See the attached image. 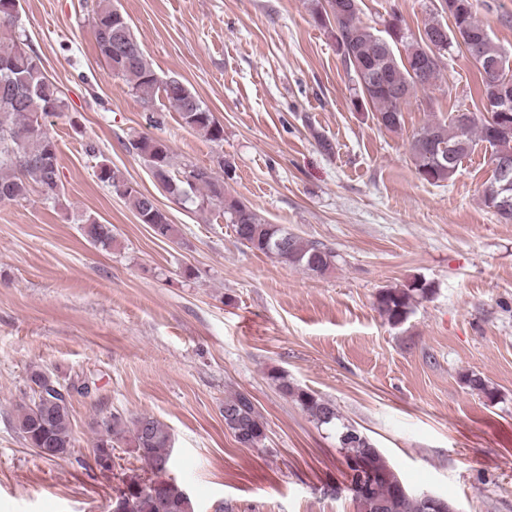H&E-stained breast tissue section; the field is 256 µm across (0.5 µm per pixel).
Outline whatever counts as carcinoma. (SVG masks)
I'll return each instance as SVG.
<instances>
[{
	"label": "carcinoma",
	"instance_id": "obj_1",
	"mask_svg": "<svg viewBox=\"0 0 512 512\" xmlns=\"http://www.w3.org/2000/svg\"><path fill=\"white\" fill-rule=\"evenodd\" d=\"M14 2L0 0V203H18L33 188L45 199L55 201L61 193L58 149L45 120L64 112L66 104L59 87L47 77L27 35L20 30L17 13L12 11ZM335 2L338 12L331 13L327 9L330 0H308L311 19L334 39L346 71L353 75L354 109L372 113L379 127L387 131L401 129L403 106L417 90L436 85L442 57L453 48L465 50L475 61L481 75V100L495 97L499 82H512L509 56L476 19L472 0H444L437 12L447 15L449 23L433 15L416 33L403 25L393 10L384 36L361 20L357 0ZM93 21L100 54L113 75L144 98L163 92L185 126L217 145L224 142L221 122L187 85L159 80L137 39H132L127 50L115 49L112 41L119 37L117 29L131 36L134 32L112 0H98ZM505 124L512 129V100L500 115L481 118L470 111L464 118L457 109L448 120L422 127L413 134L409 148L418 178L432 185L451 179L462 159L479 142L488 144L494 153L512 154V136L501 135ZM125 148L143 159L156 184L174 203L219 208L231 224L236 241L246 248L317 273L328 271L336 263V252L325 243L305 240L270 224L227 194L224 179L232 173L229 162L219 163L224 173L220 179L210 167L186 164L179 170L174 168L169 146L147 135L129 140ZM99 179L113 188L125 185L118 197L126 201L141 223L149 225L156 238L175 237L176 229L155 197L126 185L128 179L119 169L103 164ZM80 224L89 243L103 250L112 247V225L102 224L92 215L82 216ZM279 241L285 242V249H276ZM433 294L432 282L415 279L402 288L379 289L374 306L390 326L398 327L410 318L417 303ZM270 379L313 422L335 433L345 463L358 464L371 473V482L352 498L356 512H425L412 491H399L403 480L398 471L369 436L344 422L333 401L281 372L270 373ZM464 383L491 402L497 398L495 388L477 374L465 376ZM59 386L56 374L40 367L31 370L27 377L28 400L19 404L13 420L15 432L28 447L49 449L43 455L48 460L68 456L75 447L72 403L59 396ZM222 414L224 426L241 447L264 446L265 426L249 395L236 392L225 397ZM119 442L131 448L133 457L143 464V474L122 482L113 508L122 512H193L189 496L166 477L172 436L165 424L146 414L130 420L120 413L110 414L93 444L97 469H108L104 461Z\"/></svg>",
	"mask_w": 512,
	"mask_h": 512
}]
</instances>
